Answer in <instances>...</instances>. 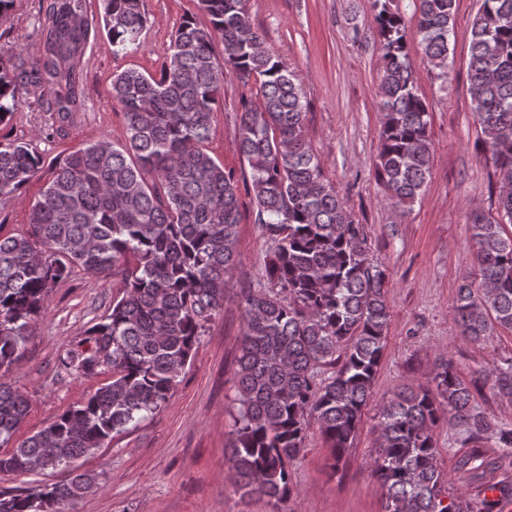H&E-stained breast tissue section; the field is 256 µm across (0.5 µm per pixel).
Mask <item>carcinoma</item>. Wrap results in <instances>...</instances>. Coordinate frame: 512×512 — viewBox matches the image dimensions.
Masks as SVG:
<instances>
[{
  "mask_svg": "<svg viewBox=\"0 0 512 512\" xmlns=\"http://www.w3.org/2000/svg\"><path fill=\"white\" fill-rule=\"evenodd\" d=\"M100 2L99 27L113 54L138 47L147 23L142 0ZM413 4L409 31L390 0H373L383 59L376 174L402 207L419 198L432 168L429 104L415 87L409 46L448 79L455 0ZM196 5L211 26L185 18L159 74L112 75L125 142L100 139L57 160L30 206L27 231L0 236V371L22 356L51 288L74 269L123 275L122 295L90 331L91 347L62 358L87 375L108 368L112 379L0 455V472L68 467L170 400L206 326L224 309L246 196L268 242L266 283L242 293L228 479L242 495L279 505L292 496L290 467L310 421L335 462L352 447L384 355L386 273L306 139L301 84L267 48L245 0ZM99 27L88 19L87 0H48L31 76L46 90L47 109L64 118L82 108L81 58ZM471 36V110L499 183L497 216L472 219L476 273L456 299L461 335L479 342L497 326L512 329V233L504 230L512 224V0H481ZM227 78L255 90L242 99L235 125L250 169L243 179L206 149ZM20 106L17 78L0 65V123ZM42 166L29 144L0 142V198ZM327 368L332 376L320 378ZM432 382L433 389L407 385L380 406L372 474L385 490L384 512H471L447 492L438 464L434 430L445 416L475 443L496 435L512 446V431L494 428L472 404V389L485 386L512 400V360L468 383L448 361ZM27 413V398L0 382V446ZM94 483L77 473L61 484L1 491L0 512H71Z\"/></svg>",
  "mask_w": 512,
  "mask_h": 512,
  "instance_id": "1",
  "label": "carcinoma"
}]
</instances>
